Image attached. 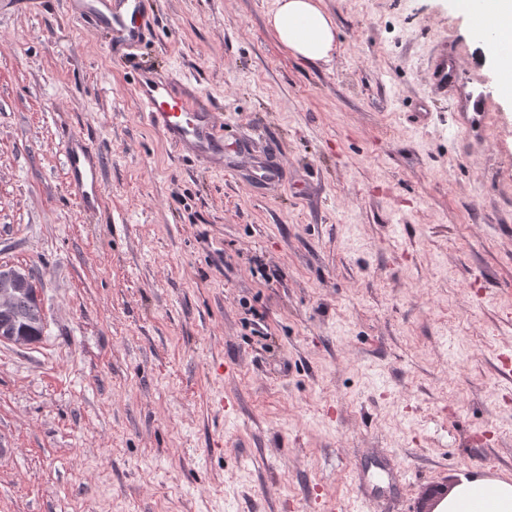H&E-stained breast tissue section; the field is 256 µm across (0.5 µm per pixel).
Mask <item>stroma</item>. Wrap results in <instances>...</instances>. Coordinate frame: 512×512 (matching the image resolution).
I'll return each mask as SVG.
<instances>
[{"instance_id":"35a3bbf8","label":"stroma","mask_w":512,"mask_h":512,"mask_svg":"<svg viewBox=\"0 0 512 512\" xmlns=\"http://www.w3.org/2000/svg\"><path fill=\"white\" fill-rule=\"evenodd\" d=\"M316 3L313 64L275 0H152L128 59L71 0H0V264L46 316L0 344V512H419L512 481V98L487 35L451 0ZM144 69L216 113L224 169L148 125ZM70 134L101 155L93 216ZM381 449L403 480L365 505ZM271 22L279 40L297 57L307 62L329 59L333 23L314 0H277ZM66 175L75 189L80 208L86 213L99 210L103 202L102 165L94 144L81 136L64 143Z\"/></svg>"}]
</instances>
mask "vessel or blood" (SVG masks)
<instances>
[{"label": "vessel or blood", "mask_w": 512, "mask_h": 512, "mask_svg": "<svg viewBox=\"0 0 512 512\" xmlns=\"http://www.w3.org/2000/svg\"><path fill=\"white\" fill-rule=\"evenodd\" d=\"M72 8L94 27L106 30L114 52L130 53L152 34L155 18L150 0H74ZM172 79L139 73L137 96L147 123L186 156L220 167L224 164V133L214 112L199 98L175 91ZM66 175L75 189L80 208L87 213L99 210L103 202L102 165L94 144L79 136L64 143ZM371 468L380 471L383 481L364 477L363 501L390 493L396 473L382 455L372 457Z\"/></svg>", "instance_id": "1"}]
</instances>
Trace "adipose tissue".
<instances>
[{
  "label": "adipose tissue",
  "instance_id": "adipose-tissue-1",
  "mask_svg": "<svg viewBox=\"0 0 512 512\" xmlns=\"http://www.w3.org/2000/svg\"><path fill=\"white\" fill-rule=\"evenodd\" d=\"M474 25L489 32L483 49L496 56L503 75V92L512 95V53L501 54L500 40L512 37V0H453ZM271 22L279 40L308 62L327 60L335 33L331 18L315 0H277ZM436 512H512V483L488 478H465L457 483Z\"/></svg>",
  "mask_w": 512,
  "mask_h": 512
}]
</instances>
